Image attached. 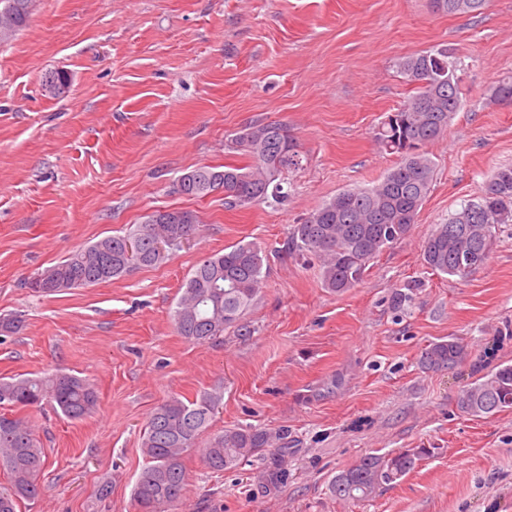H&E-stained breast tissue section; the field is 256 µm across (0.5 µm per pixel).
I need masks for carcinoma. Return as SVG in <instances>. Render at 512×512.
I'll return each instance as SVG.
<instances>
[{"instance_id": "carcinoma-1", "label": "carcinoma", "mask_w": 512, "mask_h": 512, "mask_svg": "<svg viewBox=\"0 0 512 512\" xmlns=\"http://www.w3.org/2000/svg\"><path fill=\"white\" fill-rule=\"evenodd\" d=\"M446 13L479 11L487 0H432ZM31 0H0V30L13 35L25 26ZM6 35V36H8ZM0 35V41L6 39ZM416 92L378 127L377 141L398 154L400 162L379 182L365 188L345 189L291 226L284 252L291 257H313L319 262L323 286L344 293L364 277L371 259L408 237L434 177V163L423 147L443 137L451 117L461 108L457 63L445 49L428 50L398 63ZM42 85L54 96L70 88L64 70L44 73ZM231 148L251 159L245 166H200L178 179L179 191L194 198L224 191V203L247 207L270 198H285L279 176L301 165L299 145L282 123H255L230 139ZM503 224H512V167L498 170L484 193L468 200L435 225L423 245L422 258L431 270L464 278L484 266ZM195 212L184 209L157 211L125 235H112L81 249L44 270L60 283L58 294L122 277L135 268L152 267L181 248L182 238L197 234ZM266 255L252 242L237 243L200 260L185 283L173 318L180 336L192 343L215 340L230 330L248 336L243 317L255 303L264 282ZM20 315L0 317V335L19 332ZM467 345L455 337L431 343L421 364L433 371L452 370L467 357ZM43 401L73 421L93 414L99 402L94 386L79 376L55 373L37 378H0V404L22 409ZM222 401L219 392H206L193 400L170 397L151 411L141 441L147 465L133 490L136 512H168L179 503L186 485L184 455L200 450L213 471L236 466L267 453L266 477L277 485L288 479L286 463L295 452L288 432L261 428H226L201 444L199 438ZM512 408V364H500L470 383L458 401L467 416H492ZM431 454L413 448L390 456L366 454L336 474L329 489L344 501L370 499L386 484L414 470ZM46 461L45 449L22 420L0 414V468L9 485L0 489V512H16L18 502L40 493L37 478Z\"/></svg>"}]
</instances>
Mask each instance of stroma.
<instances>
[{
    "label": "stroma",
    "mask_w": 512,
    "mask_h": 512,
    "mask_svg": "<svg viewBox=\"0 0 512 512\" xmlns=\"http://www.w3.org/2000/svg\"><path fill=\"white\" fill-rule=\"evenodd\" d=\"M438 47L459 60L462 107L426 147L431 189L410 236L333 293L317 261L284 253L288 231L397 165L374 138L413 92L397 62ZM53 69L71 77L64 96L42 89ZM508 75L512 0L470 14L434 11L431 0H33L26 27L0 42V315L25 320L0 339V378L76 374L99 406L80 421L46 403L18 410L47 457L41 493L20 512H135L150 412L213 390L224 400L208 434L288 430L297 442L288 480L265 487L259 455L213 472L191 451L176 512H512V409L471 417L457 407L468 384L512 364V224L466 278L422 259L434 225L512 166V101L493 99ZM268 122L286 124L302 151L301 169L283 176L285 203L229 209L223 193L179 192L196 167L247 164L230 140ZM168 209L201 222L171 259L60 294L26 288L74 251ZM239 242L268 255L244 317L251 335L188 342L173 320L186 280ZM408 287L411 301L394 309L393 293ZM451 336L468 361L423 369L424 349ZM410 448L432 454L373 500L330 493L362 455Z\"/></svg>",
    "instance_id": "35a3bbf8"
}]
</instances>
